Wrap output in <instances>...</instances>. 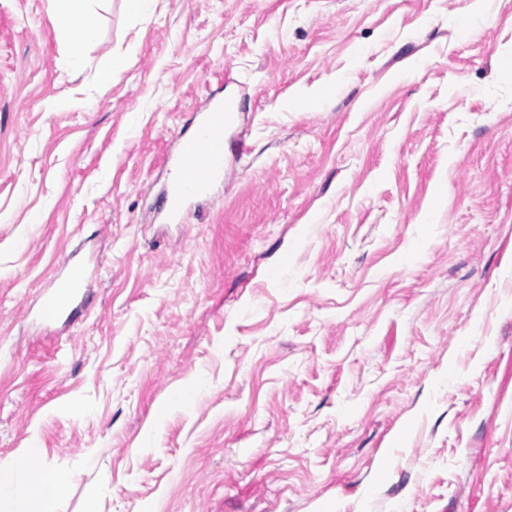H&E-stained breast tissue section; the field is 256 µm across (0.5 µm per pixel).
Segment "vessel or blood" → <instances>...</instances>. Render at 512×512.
<instances>
[{"label":"vessel or blood","instance_id":"obj_1","mask_svg":"<svg viewBox=\"0 0 512 512\" xmlns=\"http://www.w3.org/2000/svg\"><path fill=\"white\" fill-rule=\"evenodd\" d=\"M238 119L235 103L220 96L205 99L197 108L188 138L164 159L172 174L160 195L165 220L180 222L189 206L223 185L227 165L224 131L236 125ZM83 286V271L70 269L51 293L55 311L67 310Z\"/></svg>","mask_w":512,"mask_h":512}]
</instances>
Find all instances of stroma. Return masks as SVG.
<instances>
[{
    "mask_svg": "<svg viewBox=\"0 0 512 512\" xmlns=\"http://www.w3.org/2000/svg\"><path fill=\"white\" fill-rule=\"evenodd\" d=\"M96 9L73 70L0 0V467L73 471L57 512H512V0ZM213 92L227 178L166 223ZM84 286V273L80 268H72L65 277L60 278L51 292V300L56 313L67 310L80 288Z\"/></svg>",
    "mask_w": 512,
    "mask_h": 512,
    "instance_id": "stroma-1",
    "label": "stroma"
}]
</instances>
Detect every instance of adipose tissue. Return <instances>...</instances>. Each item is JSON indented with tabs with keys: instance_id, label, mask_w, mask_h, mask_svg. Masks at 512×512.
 I'll use <instances>...</instances> for the list:
<instances>
[{
	"instance_id": "obj_1",
	"label": "adipose tissue",
	"mask_w": 512,
	"mask_h": 512,
	"mask_svg": "<svg viewBox=\"0 0 512 512\" xmlns=\"http://www.w3.org/2000/svg\"><path fill=\"white\" fill-rule=\"evenodd\" d=\"M48 4L57 39L71 49L68 64L81 67L83 58L75 46L96 35L99 14L95 0H48ZM39 458L38 449L31 448L16 458L10 471L0 470V512H56L75 474L43 468Z\"/></svg>"
}]
</instances>
